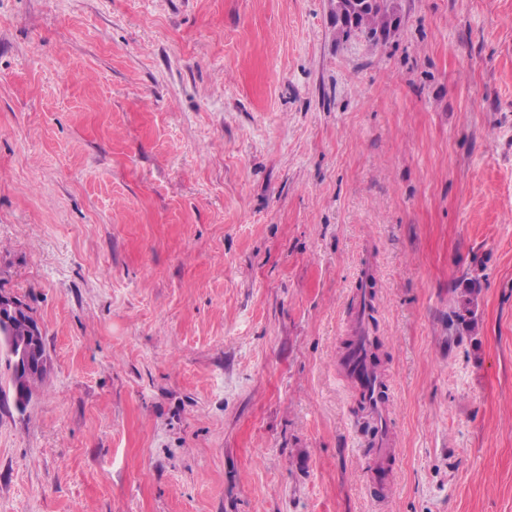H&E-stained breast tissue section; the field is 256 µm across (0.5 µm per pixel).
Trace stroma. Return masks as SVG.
<instances>
[{"label": "stroma", "mask_w": 512, "mask_h": 512, "mask_svg": "<svg viewBox=\"0 0 512 512\" xmlns=\"http://www.w3.org/2000/svg\"><path fill=\"white\" fill-rule=\"evenodd\" d=\"M0 0V512H376L336 362L362 268L385 512H512V0ZM479 280L476 324L454 318ZM332 22L346 37L352 33L369 41H385L398 22L394 0H336ZM26 306V307H25ZM26 308L29 311L27 318H34L32 309L27 305L23 304L20 301L16 300L14 297L0 294V333H7L8 328L11 325L10 317L15 316L19 317L23 311H26ZM2 346H5L7 348V351L9 353L8 363H9V366L12 367V370H13L14 358L11 355V352L9 350L7 342L0 339V350H1ZM30 360L33 365L32 374L34 375V378L32 380L31 385L24 388L23 399L20 403L16 399L17 391H16V379L14 378V370L12 372V377H11V389H12V394H13V398H14V404H15L16 409L20 412L25 411L29 402L31 401V398L33 396V385L37 381L42 380L43 376L45 375V373L47 371V367H48L47 363L49 360V356H48V352H47L45 336L40 338V341H39L35 351L32 352L30 355Z\"/></svg>", "instance_id": "35a3bbf8"}]
</instances>
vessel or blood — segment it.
Listing matches in <instances>:
<instances>
[{
    "instance_id": "obj_1",
    "label": "vessel or blood",
    "mask_w": 512,
    "mask_h": 512,
    "mask_svg": "<svg viewBox=\"0 0 512 512\" xmlns=\"http://www.w3.org/2000/svg\"><path fill=\"white\" fill-rule=\"evenodd\" d=\"M338 370L351 383L357 405L375 428L373 450L366 462L365 474L377 495L386 496L393 480L395 457V440L390 430L389 385L357 338L344 350Z\"/></svg>"
}]
</instances>
